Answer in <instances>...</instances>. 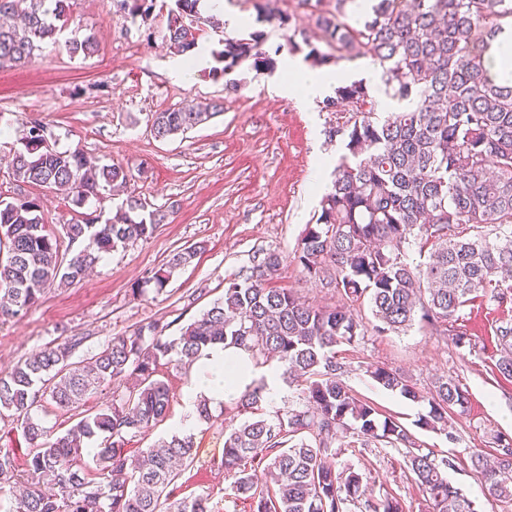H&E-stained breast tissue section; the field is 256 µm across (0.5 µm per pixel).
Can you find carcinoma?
<instances>
[{"instance_id": "1", "label": "carcinoma", "mask_w": 512, "mask_h": 512, "mask_svg": "<svg viewBox=\"0 0 512 512\" xmlns=\"http://www.w3.org/2000/svg\"><path fill=\"white\" fill-rule=\"evenodd\" d=\"M132 19L147 18L153 0H117ZM199 0H174L187 25L166 24L165 43L185 56L199 47L204 18ZM355 0H301L316 17L318 43L300 33L288 42L305 61L322 67L369 57L381 69L386 94L402 104L379 119L363 83L342 85L322 101L336 113L329 138L346 153L322 196L315 223L306 225L292 261L303 277L336 298L319 305L291 288H271L283 257L261 251L251 266L224 283V297L166 336L153 322L117 336L99 352L72 361L84 337L47 346L0 372V417L16 422L28 445L25 470L0 453V492L12 493L9 512H212L209 495L168 501L166 489L195 458L192 435L174 434L144 457L127 454L128 440L166 419L172 399L168 369L187 370L208 346L222 343L248 353L255 366L280 363L298 401L267 410L265 379H255L224 412L240 422L224 430V477L234 479L250 512H404L400 497L361 501L363 474L345 454L380 455L391 447L414 474L418 492L433 512H476L473 502L448 481V456L425 448L405 425L381 414L342 380L336 347L374 332H400L415 318L426 334L448 335L463 307L479 300L499 304L512 298V80L494 72L497 36L512 25V0H375L363 23L346 22ZM70 0H0V69L23 67L67 21ZM259 20L299 29L271 3ZM265 33L254 30L224 40L213 54L214 78L249 59L271 70L276 59L262 50ZM70 56L98 50L94 29L66 42ZM224 110L220 102L152 114V131L166 139L184 134ZM22 148L12 168L16 182L53 188L82 207L90 198L123 184L128 175L81 151L41 148L37 120L25 122ZM130 199L105 223L77 219L56 233L44 223L39 198L24 191L0 199V315L34 306L44 290L83 280L103 253L149 238L165 215L137 214ZM72 259L64 256L76 243ZM429 248L428 262L409 261L414 244ZM197 248L173 255L134 283L133 295L160 294ZM368 303L371 317L362 315ZM498 373L512 377V321L496 328ZM366 373L384 389L416 401L421 392L400 370L370 364ZM112 386V405L89 413L53 436L40 413L52 404L70 411L100 387ZM429 410L416 426L451 441L448 418L461 416L466 391L439 379ZM102 439L101 446L89 442ZM471 466L485 498L512 504V437L495 436L491 453L475 452ZM94 478H89V475Z\"/></svg>"}]
</instances>
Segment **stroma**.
<instances>
[{
    "mask_svg": "<svg viewBox=\"0 0 512 512\" xmlns=\"http://www.w3.org/2000/svg\"><path fill=\"white\" fill-rule=\"evenodd\" d=\"M259 2L224 0V6L245 18V31L264 29V51L287 52L288 30L259 26ZM167 10L166 0H153L149 20L142 21L117 12L113 0H71L70 19L56 41L44 43L40 56L26 67L0 69V126L10 131L0 140V199H10L16 189L10 161L30 116L45 124L58 150H81L99 163L126 170L125 188L89 200L80 210L85 216L111 212L131 196L146 211L165 216L148 240L104 254L81 282L47 289L20 316H0V371L75 334L84 338L74 354L78 361L147 322L165 326L167 335H178L182 326L223 298L225 279L250 266L263 250L285 258L274 287L294 289L319 304L332 301L326 290L303 278L291 257L319 209L321 193L315 183L330 185L344 152L341 143L327 136L336 124L335 113L317 105L305 111L296 99L277 95L273 81L289 80L288 71L259 70L249 60L218 80L204 68L183 79L174 77L177 57L163 39ZM90 28L98 35L97 52L70 57L66 41L83 37ZM214 101L223 102L224 110L208 122L167 140L155 138L153 113ZM321 156L329 163L319 170L315 163ZM194 245L197 255L162 293L133 296L135 282ZM510 319L512 304L476 303L464 307L454 324L467 333L461 345L452 337L428 336L414 327L405 333H372L338 348L349 388L405 425L427 412V401L413 402L383 389L367 375V365L400 369L424 393L439 378L455 379L467 391L468 410L455 420L458 441L429 430H417L416 435L424 447L454 459L448 478L477 512H512V506L483 497L470 463L472 451L490 450L494 434L512 436V378L495 368L500 354L495 329ZM193 378L190 372L171 376L167 418L133 438L127 445L130 453L139 454L187 429L185 393ZM188 430L195 459L169 486L171 499L206 492L214 512H244L221 467L220 407H213L210 421H194ZM352 461L357 468L371 469L373 497L396 492L405 501V512H432L397 451L382 459L356 455Z\"/></svg>",
    "mask_w": 512,
    "mask_h": 512,
    "instance_id": "obj_1",
    "label": "stroma"
}]
</instances>
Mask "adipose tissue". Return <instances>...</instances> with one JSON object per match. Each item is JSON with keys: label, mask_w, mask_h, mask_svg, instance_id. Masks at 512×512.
Listing matches in <instances>:
<instances>
[{"label": "adipose tissue", "mask_w": 512, "mask_h": 512, "mask_svg": "<svg viewBox=\"0 0 512 512\" xmlns=\"http://www.w3.org/2000/svg\"><path fill=\"white\" fill-rule=\"evenodd\" d=\"M284 65L303 75L302 85L280 83L275 91L281 96L296 98L302 106L333 96L338 86L350 83V72H304L302 64L291 57L285 58ZM243 357L234 349L214 348L208 357L198 361V376L195 384L186 395L188 406H195L200 399H207L209 405L221 404L228 396L240 394L252 379L251 371L243 370Z\"/></svg>", "instance_id": "obj_1"}]
</instances>
